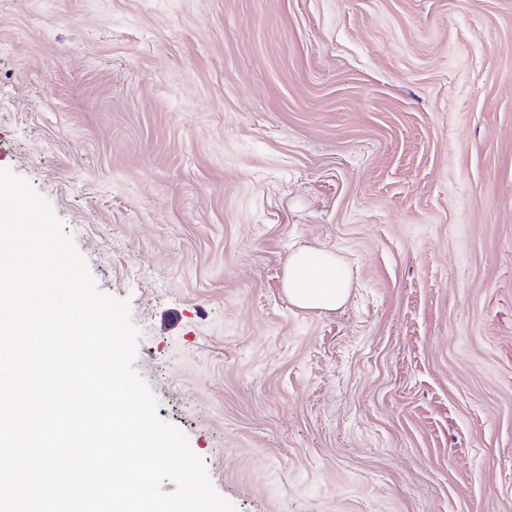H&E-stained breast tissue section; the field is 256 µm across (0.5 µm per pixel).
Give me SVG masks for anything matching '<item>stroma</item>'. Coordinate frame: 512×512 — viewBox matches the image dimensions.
I'll list each match as a JSON object with an SVG mask.
<instances>
[{
	"label": "stroma",
	"instance_id": "35a3bbf8",
	"mask_svg": "<svg viewBox=\"0 0 512 512\" xmlns=\"http://www.w3.org/2000/svg\"><path fill=\"white\" fill-rule=\"evenodd\" d=\"M0 168L236 512H512V0H0ZM284 289L296 307L332 311L347 299L350 277L335 253L304 248L288 256Z\"/></svg>",
	"mask_w": 512,
	"mask_h": 512
}]
</instances>
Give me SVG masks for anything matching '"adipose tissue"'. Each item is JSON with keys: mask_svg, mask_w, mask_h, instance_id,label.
Masks as SVG:
<instances>
[{"mask_svg": "<svg viewBox=\"0 0 512 512\" xmlns=\"http://www.w3.org/2000/svg\"><path fill=\"white\" fill-rule=\"evenodd\" d=\"M284 289L296 307L332 311L347 299L350 277L342 258L335 253L304 248L288 257Z\"/></svg>", "mask_w": 512, "mask_h": 512, "instance_id": "obj_1", "label": "adipose tissue"}]
</instances>
